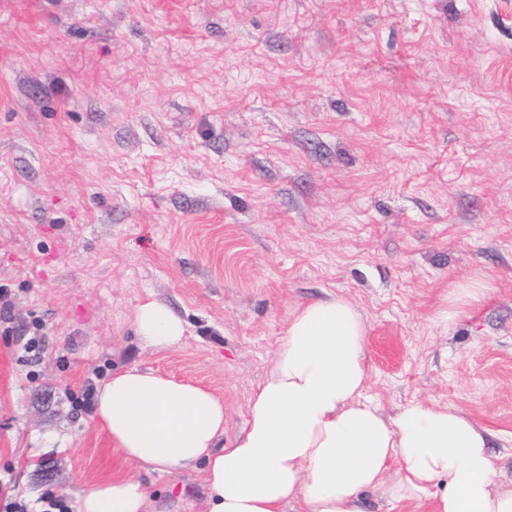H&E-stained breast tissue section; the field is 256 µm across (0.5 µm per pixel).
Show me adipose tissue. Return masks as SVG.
Listing matches in <instances>:
<instances>
[{"label":"adipose tissue","mask_w":512,"mask_h":512,"mask_svg":"<svg viewBox=\"0 0 512 512\" xmlns=\"http://www.w3.org/2000/svg\"><path fill=\"white\" fill-rule=\"evenodd\" d=\"M146 347L173 350L186 327L167 305L135 316ZM366 325L341 297L288 319L247 419L224 439V401L209 388L131 366L98 388L93 418L127 461L159 472L203 469L209 512H363L364 493L416 500L436 487L432 512H512L486 429L420 402L385 419L365 395ZM149 492L115 476L91 485L77 512H147Z\"/></svg>","instance_id":"obj_1"}]
</instances>
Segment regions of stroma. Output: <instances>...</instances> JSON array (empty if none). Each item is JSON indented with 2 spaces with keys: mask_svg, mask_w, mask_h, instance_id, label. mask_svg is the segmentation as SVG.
Segmentation results:
<instances>
[{
  "mask_svg": "<svg viewBox=\"0 0 512 512\" xmlns=\"http://www.w3.org/2000/svg\"><path fill=\"white\" fill-rule=\"evenodd\" d=\"M0 284V503L76 512L122 474L206 512L203 470L126 461L68 391L151 368L221 395L234 438L332 296L382 414L457 409L512 482V0H0ZM150 300L182 347L143 346ZM139 339L156 350L178 349L184 342L186 327L167 305L155 301L141 304L135 316Z\"/></svg>",
  "mask_w": 512,
  "mask_h": 512,
  "instance_id": "obj_1",
  "label": "stroma"
}]
</instances>
